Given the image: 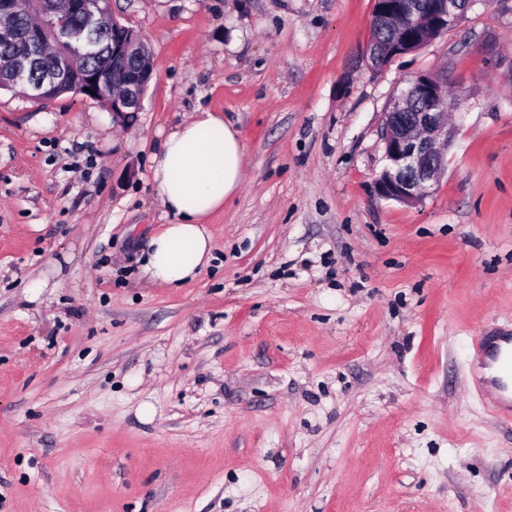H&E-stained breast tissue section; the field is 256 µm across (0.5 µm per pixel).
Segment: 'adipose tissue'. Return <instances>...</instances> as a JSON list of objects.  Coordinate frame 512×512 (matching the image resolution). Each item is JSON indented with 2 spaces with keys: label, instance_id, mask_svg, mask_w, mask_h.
I'll return each instance as SVG.
<instances>
[{
  "label": "adipose tissue",
  "instance_id": "ef3b65f1",
  "mask_svg": "<svg viewBox=\"0 0 512 512\" xmlns=\"http://www.w3.org/2000/svg\"><path fill=\"white\" fill-rule=\"evenodd\" d=\"M151 164L156 192L173 221L151 238L144 270L153 282L177 286L210 263L205 222L239 189L244 149L222 116L202 111L164 139Z\"/></svg>",
  "mask_w": 512,
  "mask_h": 512
}]
</instances>
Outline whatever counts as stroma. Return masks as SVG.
<instances>
[{
    "label": "stroma",
    "mask_w": 512,
    "mask_h": 512,
    "mask_svg": "<svg viewBox=\"0 0 512 512\" xmlns=\"http://www.w3.org/2000/svg\"><path fill=\"white\" fill-rule=\"evenodd\" d=\"M375 0H112L152 54L126 125L0 90V512H512V423L467 378L512 328V6L372 73ZM458 92L448 168L380 198L407 79ZM238 129L213 260L177 288L150 158Z\"/></svg>",
    "instance_id": "1"
}]
</instances>
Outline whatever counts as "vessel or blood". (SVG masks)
Wrapping results in <instances>:
<instances>
[{
    "label": "vessel or blood",
    "mask_w": 512,
    "mask_h": 512,
    "mask_svg": "<svg viewBox=\"0 0 512 512\" xmlns=\"http://www.w3.org/2000/svg\"><path fill=\"white\" fill-rule=\"evenodd\" d=\"M471 366L485 370L474 383L496 419L512 420V333L479 330L471 344Z\"/></svg>",
    "instance_id": "1"
}]
</instances>
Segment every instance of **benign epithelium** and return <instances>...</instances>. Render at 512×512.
<instances>
[{
  "instance_id": "obj_1",
  "label": "benign epithelium",
  "mask_w": 512,
  "mask_h": 512,
  "mask_svg": "<svg viewBox=\"0 0 512 512\" xmlns=\"http://www.w3.org/2000/svg\"><path fill=\"white\" fill-rule=\"evenodd\" d=\"M42 25L28 28L23 42L22 65L6 75H0V89L10 90L21 80H27L29 98L43 102L55 97V89L65 81L75 84L83 96L97 101L106 99L112 120L119 122L141 109L143 96L152 72L131 69L128 59L136 51V35L112 15L107 0H37ZM463 0H439L436 24H456L465 7ZM52 33L64 50L48 68L38 69L43 57L46 33ZM106 47L112 57V71L123 78V89L110 93L111 77L102 71H92L72 65L75 56L96 54ZM413 53L407 41L394 42L387 53L380 56L371 48L362 53V61L372 70H383L396 59ZM425 105L422 112H412L400 124L395 123V110L402 102L398 95L391 111L384 113L382 140L388 165L374 179L376 194L404 205L420 203L430 187L448 165L447 154L437 150L439 143H451L454 130L448 126L445 112L453 110L457 102L448 100L445 111L434 109L438 84L430 74H420L409 80Z\"/></svg>"
}]
</instances>
